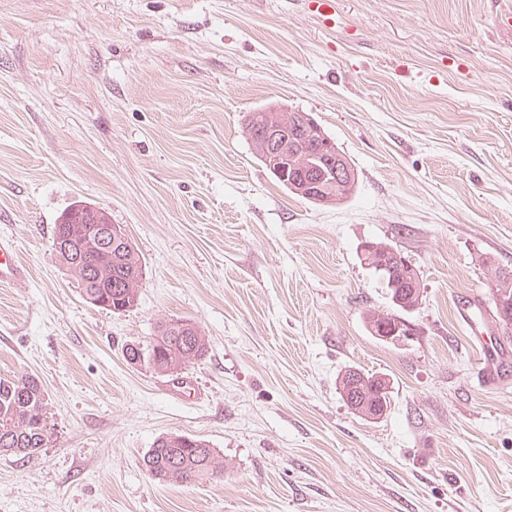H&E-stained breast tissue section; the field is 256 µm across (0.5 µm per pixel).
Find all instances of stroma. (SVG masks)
Here are the masks:
<instances>
[{
  "mask_svg": "<svg viewBox=\"0 0 512 512\" xmlns=\"http://www.w3.org/2000/svg\"><path fill=\"white\" fill-rule=\"evenodd\" d=\"M512 0H0V237L25 279L0 286V377L36 376L45 448L0 456V512H512V379L480 385L472 332L496 334L512 270ZM270 104L309 113L357 189L316 205L243 132ZM103 208L145 263L139 302L92 306L52 249L75 201ZM407 256L413 334L360 259ZM472 305L467 327L459 308ZM195 322L180 378L133 365L159 321ZM386 375L356 414L336 379ZM199 437L223 472L161 484L159 437ZM334 0H305L304 6L308 14L320 19L330 27H336ZM247 136V135H246ZM247 139L250 141L251 143V146H252V149L254 150L256 156L258 157V159L263 163V165L266 167V169H268L270 171V173L284 186L286 187L288 190L289 188H291L296 194L298 195L299 197L311 202V203H314V204H322V203H330L333 201V195L332 194H329L328 193V190H326L325 193H322L325 197V200L322 202V203H319L317 202L314 198H310V197H306L304 195H299L302 193V191L306 188V185L302 184L299 180H294L293 178H290L289 181H285L283 179V176L279 175L278 174V171H279V168L281 166V162L280 161H276V159L274 160H270L269 164H266L265 162H263L260 158V151L254 146V141L255 140H252L250 138V136H247ZM272 164V166H271ZM287 182H288V187H287ZM290 192H292L291 190H289ZM293 193V192H292ZM500 302L503 304L505 309L512 310V271L507 269H501L498 271L496 292L494 294L493 304L495 310V323L502 328L503 338H506L507 342H511L512 330V315L508 318H504L500 312ZM397 320H402V321L406 322L405 319H403L400 315L395 314V313H386L385 314V313L376 312V311H367L364 316V321L366 323V327L370 331V333L374 336L379 337L378 334H379L380 330H381L380 334L382 335L381 337L385 338V339H389L392 336H393L392 339L400 338L401 336L404 338H406V336H411L412 330L409 326L406 329V331H404V332L400 331L399 333H398V329L390 330L388 328V329H386V331H383L384 327H382V326L387 327L391 324V321L395 322ZM381 327H382V329H381Z\"/></svg>",
  "mask_w": 512,
  "mask_h": 512,
  "instance_id": "obj_1",
  "label": "stroma"
}]
</instances>
